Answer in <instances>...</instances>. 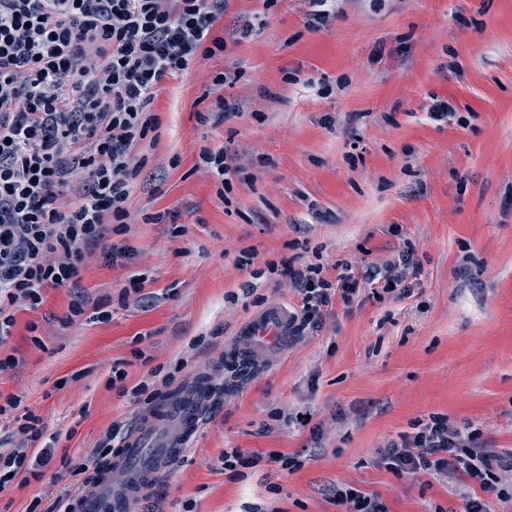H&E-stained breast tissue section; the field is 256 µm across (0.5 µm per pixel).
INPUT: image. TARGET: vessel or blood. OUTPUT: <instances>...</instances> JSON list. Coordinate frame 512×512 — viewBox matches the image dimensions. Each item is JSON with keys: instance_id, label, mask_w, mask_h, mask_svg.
<instances>
[{"instance_id": "b4317fda", "label": "vessel or blood", "mask_w": 512, "mask_h": 512, "mask_svg": "<svg viewBox=\"0 0 512 512\" xmlns=\"http://www.w3.org/2000/svg\"><path fill=\"white\" fill-rule=\"evenodd\" d=\"M290 337L287 311L272 307L241 328L230 352L239 361L255 363L280 348ZM210 398V384L207 378L201 377L195 381L189 397L173 405L162 404L142 416L123 449L95 474L96 482L108 495L107 500H76V512H124L126 503L136 498L145 487L168 476L175 462L188 451L191 439L200 429L202 410ZM162 421L169 422L170 427L150 461H143L144 443L153 437L155 426ZM120 469L127 470L129 476L117 486L113 483V474Z\"/></svg>"}]
</instances>
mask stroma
<instances>
[{
	"label": "stroma",
	"mask_w": 512,
	"mask_h": 512,
	"mask_svg": "<svg viewBox=\"0 0 512 512\" xmlns=\"http://www.w3.org/2000/svg\"><path fill=\"white\" fill-rule=\"evenodd\" d=\"M307 0H229L219 24L256 22L224 56L166 79L153 109L159 138L142 144L145 181L133 189L121 241L136 255H87L79 289L50 288L35 309L15 307L0 354V396L19 395L55 437L41 478L0 494V512L48 508L68 468L96 450L113 423L133 434L140 383L181 396L198 376L213 393L189 451L129 512H340L352 486L390 512H463L477 482L397 477L378 461L418 420L447 418L480 446L512 451V0H335L308 27ZM239 69L229 94L240 113L202 123L210 73ZM327 84L332 94L319 95ZM447 119L430 113L437 101ZM226 147L243 167L228 199L198 170L203 147ZM163 214L161 223L145 222ZM412 247L422 268L409 297L362 290L335 302L317 331L293 337L258 366L232 359L238 327L301 297L282 260L383 267ZM148 280L125 294L132 276ZM111 299L105 320H69L75 299ZM37 324L39 342L28 327ZM124 362V390L109 389ZM175 375L171 386L161 377ZM65 388H57L61 378ZM257 454L231 474L224 451ZM300 467L282 469L280 457Z\"/></svg>",
	"instance_id": "obj_1"
}]
</instances>
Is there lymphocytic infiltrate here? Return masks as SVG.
Wrapping results in <instances>:
<instances>
[{"label": "lymphocytic infiltrate", "instance_id": "obj_1", "mask_svg": "<svg viewBox=\"0 0 512 512\" xmlns=\"http://www.w3.org/2000/svg\"><path fill=\"white\" fill-rule=\"evenodd\" d=\"M226 0H0V344L10 335L16 305L37 308L49 288L77 287L87 254L132 258L111 243L125 227L128 201L148 159L137 152L157 135L152 109L160 84L245 39L252 23L217 34ZM200 165L221 192L242 168L225 148H203ZM301 297L291 313L293 335L320 326L334 298L351 304L361 288L403 298L409 288L391 268L335 280L318 264L289 268ZM20 397L0 404L16 412L17 448L0 454V493L41 477L52 446L37 448L43 430ZM447 419L416 423L380 451L396 476L423 471L465 474L497 498L512 500V457L480 448Z\"/></svg>", "mask_w": 512, "mask_h": 512}]
</instances>
